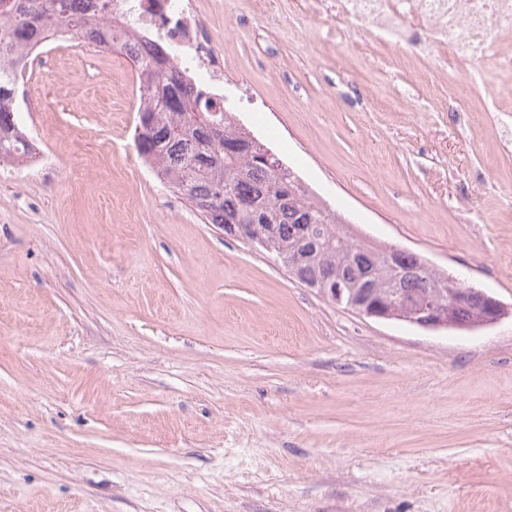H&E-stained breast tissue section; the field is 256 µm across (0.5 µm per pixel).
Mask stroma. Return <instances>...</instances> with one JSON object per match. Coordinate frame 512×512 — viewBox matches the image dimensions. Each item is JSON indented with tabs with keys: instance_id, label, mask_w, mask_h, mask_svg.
Returning a JSON list of instances; mask_svg holds the SVG:
<instances>
[{
	"instance_id": "obj_1",
	"label": "stroma",
	"mask_w": 512,
	"mask_h": 512,
	"mask_svg": "<svg viewBox=\"0 0 512 512\" xmlns=\"http://www.w3.org/2000/svg\"><path fill=\"white\" fill-rule=\"evenodd\" d=\"M236 120L375 243L512 306V34L465 66L336 0H197ZM129 61L62 40L0 167V512H512V317L342 309L134 142Z\"/></svg>"
}]
</instances>
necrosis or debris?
<instances>
[{"mask_svg": "<svg viewBox=\"0 0 512 512\" xmlns=\"http://www.w3.org/2000/svg\"><path fill=\"white\" fill-rule=\"evenodd\" d=\"M116 3L128 22L153 27L197 78L223 80L220 41L196 0ZM339 10L349 29L422 61L445 48L473 64L486 56L496 34H512V0H339Z\"/></svg>", "mask_w": 512, "mask_h": 512, "instance_id": "4bbe7bcc", "label": "necrosis or debris"}]
</instances>
